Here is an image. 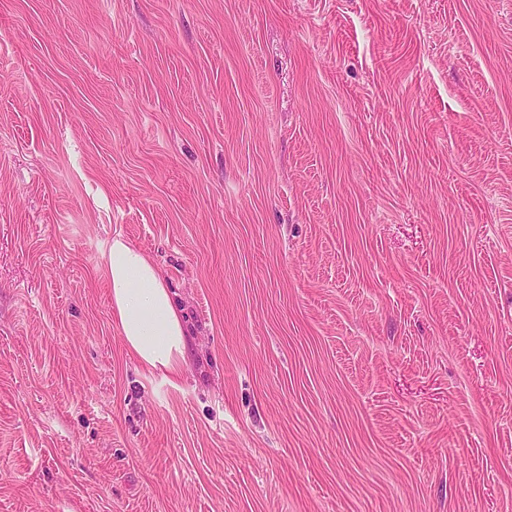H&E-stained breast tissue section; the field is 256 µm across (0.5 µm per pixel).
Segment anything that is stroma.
<instances>
[{"label": "stroma", "instance_id": "obj_1", "mask_svg": "<svg viewBox=\"0 0 512 512\" xmlns=\"http://www.w3.org/2000/svg\"><path fill=\"white\" fill-rule=\"evenodd\" d=\"M0 512H512V0H0ZM103 260L112 316L126 347L147 367L176 374L187 333L164 276L120 234L112 237Z\"/></svg>", "mask_w": 512, "mask_h": 512}]
</instances>
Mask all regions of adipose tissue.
<instances>
[{
    "label": "adipose tissue",
    "instance_id": "1",
    "mask_svg": "<svg viewBox=\"0 0 512 512\" xmlns=\"http://www.w3.org/2000/svg\"><path fill=\"white\" fill-rule=\"evenodd\" d=\"M103 260L112 316L128 350L149 368L177 373L187 333L164 276L120 235L113 237Z\"/></svg>",
    "mask_w": 512,
    "mask_h": 512
}]
</instances>
